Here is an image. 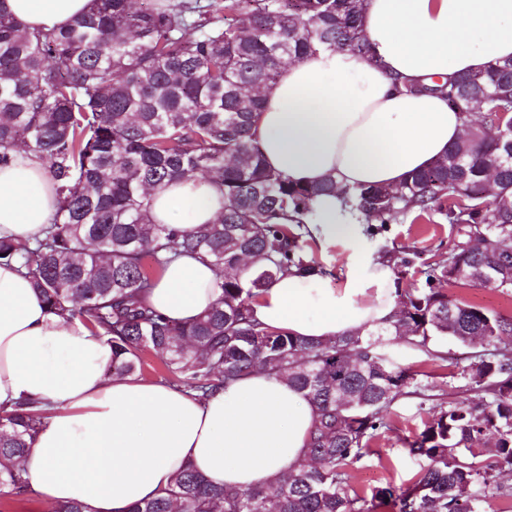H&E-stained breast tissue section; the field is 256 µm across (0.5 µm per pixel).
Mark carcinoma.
Instances as JSON below:
<instances>
[{
  "mask_svg": "<svg viewBox=\"0 0 512 512\" xmlns=\"http://www.w3.org/2000/svg\"><path fill=\"white\" fill-rule=\"evenodd\" d=\"M364 0H94L52 29H31L0 9V165L22 147L47 161L58 207L43 236L0 239L50 311L108 337L112 373L134 375L151 351L180 387L200 398L255 370L304 393L315 421L303 457L273 482L246 490L207 483L190 469L131 512H484L512 472V318L451 293L477 282L512 291V58L448 79L440 91L469 125L448 154L395 190H336L295 183L268 168L250 130L260 90L286 65L319 50L365 57ZM208 178L224 195L213 224L180 232L153 220L149 193L175 180ZM339 192L347 223L367 231L448 200L457 240L417 263L391 257L397 311L362 334L307 341L265 326L255 305L286 275L326 277L294 225L313 223L315 197ZM200 254L224 271L215 305L184 324L145 302V264ZM391 336L424 353L439 338L486 353L459 372L471 398L433 409L404 442L421 463L416 482L371 496L352 471L391 430L390 409L428 385L394 364ZM42 413L22 403L0 413V494L29 484L22 459ZM496 438L484 458L482 444Z\"/></svg>",
  "mask_w": 512,
  "mask_h": 512,
  "instance_id": "cac0c4a2",
  "label": "carcinoma"
}]
</instances>
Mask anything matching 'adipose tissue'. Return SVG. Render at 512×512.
I'll return each mask as SVG.
<instances>
[{
	"label": "adipose tissue",
	"mask_w": 512,
	"mask_h": 512,
	"mask_svg": "<svg viewBox=\"0 0 512 512\" xmlns=\"http://www.w3.org/2000/svg\"><path fill=\"white\" fill-rule=\"evenodd\" d=\"M93 0H0L24 24L49 29ZM369 56L321 50L285 66L252 129L265 164L292 181L343 188L399 187L447 153L467 117L436 91L461 72L512 57V0H366ZM326 242L353 240L336 194L312 202ZM56 209L47 165L14 152L0 166V238L39 236ZM223 194L209 179L170 183L151 195L156 222L190 231L217 220ZM221 276L182 255L166 264L146 301L190 322L219 298ZM265 325L324 340L384 324L396 310L392 271L366 264L343 288L287 276L259 298ZM112 346L76 319L51 312L15 263H0V409L31 402L43 414L23 465L46 512L77 502L85 512H129L192 468L207 481L247 489L302 457L312 404L281 378L255 371L205 399L112 374Z\"/></svg>",
	"instance_id": "obj_1"
}]
</instances>
